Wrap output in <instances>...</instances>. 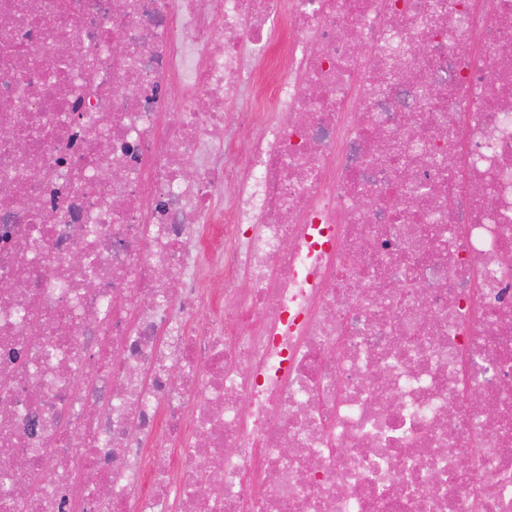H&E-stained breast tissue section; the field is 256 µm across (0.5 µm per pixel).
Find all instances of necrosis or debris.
<instances>
[{"mask_svg":"<svg viewBox=\"0 0 512 512\" xmlns=\"http://www.w3.org/2000/svg\"><path fill=\"white\" fill-rule=\"evenodd\" d=\"M1 99L0 512H512V0H0Z\"/></svg>","mask_w":512,"mask_h":512,"instance_id":"4bbe7bcc","label":"necrosis or debris"}]
</instances>
